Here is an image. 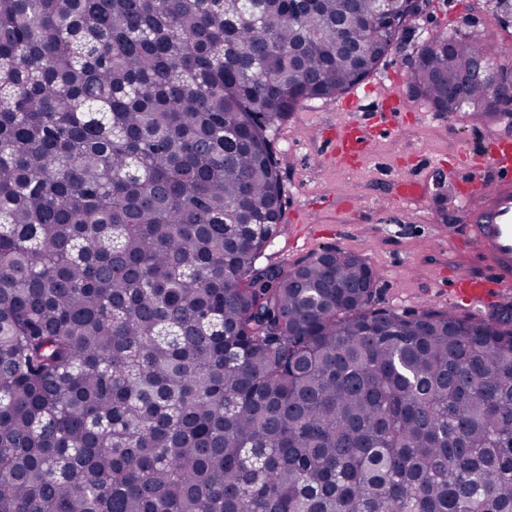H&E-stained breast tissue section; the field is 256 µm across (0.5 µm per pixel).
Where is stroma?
Listing matches in <instances>:
<instances>
[{
    "instance_id": "stroma-1",
    "label": "stroma",
    "mask_w": 512,
    "mask_h": 512,
    "mask_svg": "<svg viewBox=\"0 0 512 512\" xmlns=\"http://www.w3.org/2000/svg\"><path fill=\"white\" fill-rule=\"evenodd\" d=\"M462 29L490 48L512 41L489 0H429L370 75L368 118L387 106L392 82L406 83L425 40ZM374 128L362 166L349 170L330 161L323 135L341 126L346 113L332 100L301 103L272 128L285 187L281 230L260 262L291 267L324 248L365 258L376 275L371 305L412 315L447 311V288L457 274L484 271L476 245L466 236L458 199L461 183L474 174L466 151L488 152L494 136H512V124L472 120L467 113L435 112L419 100ZM417 180L420 194L396 197L399 178Z\"/></svg>"
}]
</instances>
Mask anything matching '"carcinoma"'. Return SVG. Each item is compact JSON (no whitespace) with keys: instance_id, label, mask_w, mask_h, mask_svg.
Segmentation results:
<instances>
[{"instance_id":"cac0c4a2","label":"carcinoma","mask_w":512,"mask_h":512,"mask_svg":"<svg viewBox=\"0 0 512 512\" xmlns=\"http://www.w3.org/2000/svg\"><path fill=\"white\" fill-rule=\"evenodd\" d=\"M512 27V0H492ZM0 0V512H512V315L373 310L282 218L271 125L376 70V0ZM408 85L512 113L460 30Z\"/></svg>"}]
</instances>
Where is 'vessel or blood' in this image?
Returning a JSON list of instances; mask_svg holds the SVG:
<instances>
[{
    "label": "vessel or blood",
    "instance_id": "obj_1",
    "mask_svg": "<svg viewBox=\"0 0 512 512\" xmlns=\"http://www.w3.org/2000/svg\"><path fill=\"white\" fill-rule=\"evenodd\" d=\"M331 137L335 160L365 157L369 127L363 121L354 118L332 129ZM485 162L495 170V179L474 181L460 194L465 230L479 245L485 265L483 275L454 280V298L467 304L484 302L490 292L512 288V140H496Z\"/></svg>",
    "mask_w": 512,
    "mask_h": 512
}]
</instances>
